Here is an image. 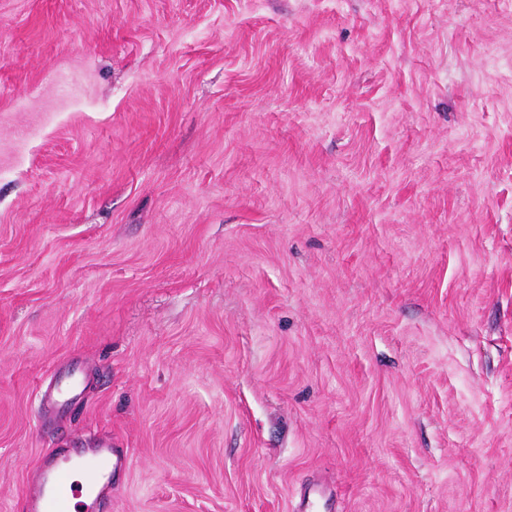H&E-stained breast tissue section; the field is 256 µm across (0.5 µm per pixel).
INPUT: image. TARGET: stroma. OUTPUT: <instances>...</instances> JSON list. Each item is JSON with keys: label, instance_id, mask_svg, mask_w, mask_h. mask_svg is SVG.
Here are the masks:
<instances>
[{"label": "stroma", "instance_id": "obj_1", "mask_svg": "<svg viewBox=\"0 0 512 512\" xmlns=\"http://www.w3.org/2000/svg\"><path fill=\"white\" fill-rule=\"evenodd\" d=\"M106 447L108 512H512V0H0V512ZM325 494L323 485L318 480L308 482L300 492L297 512H319L322 501L323 507L328 509L326 506L329 498H325Z\"/></svg>", "mask_w": 512, "mask_h": 512}]
</instances>
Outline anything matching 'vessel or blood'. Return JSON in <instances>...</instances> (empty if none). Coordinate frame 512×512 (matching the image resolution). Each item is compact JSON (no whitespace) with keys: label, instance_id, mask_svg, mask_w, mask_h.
<instances>
[{"label":"vessel or blood","instance_id":"vessel-or-blood-1","mask_svg":"<svg viewBox=\"0 0 512 512\" xmlns=\"http://www.w3.org/2000/svg\"><path fill=\"white\" fill-rule=\"evenodd\" d=\"M125 464L124 457L111 448L95 449L92 455L78 454L42 470L28 488L30 512H69L74 492V473H81L88 494L101 495L108 478ZM325 491L319 481L308 482L301 490L298 512H319Z\"/></svg>","mask_w":512,"mask_h":512}]
</instances>
